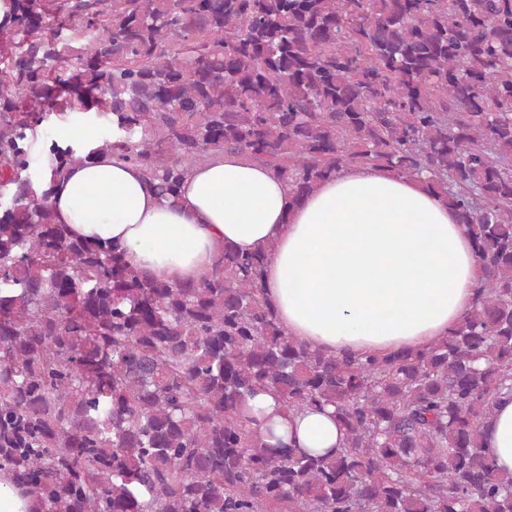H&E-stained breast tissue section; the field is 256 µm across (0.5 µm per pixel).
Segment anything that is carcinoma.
Masks as SVG:
<instances>
[{
  "label": "carcinoma",
  "mask_w": 512,
  "mask_h": 512,
  "mask_svg": "<svg viewBox=\"0 0 512 512\" xmlns=\"http://www.w3.org/2000/svg\"><path fill=\"white\" fill-rule=\"evenodd\" d=\"M0 29V474L29 512H512L481 426L512 397V0H8ZM178 39L182 49L168 44ZM107 150L176 201L215 153L293 198L381 166L448 198L486 278L448 336L386 357L288 335L273 246L171 285L55 222L33 176ZM332 405L346 446L263 441L249 399ZM80 124V125H75ZM93 132L96 135L101 132H110L108 125L100 119L89 114L88 121H69L60 122L54 118L45 121L38 130V140L33 149L32 170L35 177L48 167L49 156L46 151V145L52 140L61 141L69 139L67 135L85 134V137Z\"/></svg>",
  "instance_id": "1"
}]
</instances>
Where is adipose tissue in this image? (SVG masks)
Here are the masks:
<instances>
[{
	"mask_svg": "<svg viewBox=\"0 0 512 512\" xmlns=\"http://www.w3.org/2000/svg\"><path fill=\"white\" fill-rule=\"evenodd\" d=\"M42 182L72 235L119 245L129 266L173 285L210 275L225 246L274 243L264 292L291 336L329 354L427 348L472 308L484 278L447 199L383 167L344 169L296 200L268 166L224 153L190 170L175 203L109 152ZM251 405L270 444L325 456L346 443L333 408L291 411L272 391ZM482 433L485 454L512 472V400Z\"/></svg>",
	"mask_w": 512,
	"mask_h": 512,
	"instance_id": "ef3b65f1",
	"label": "adipose tissue"
}]
</instances>
